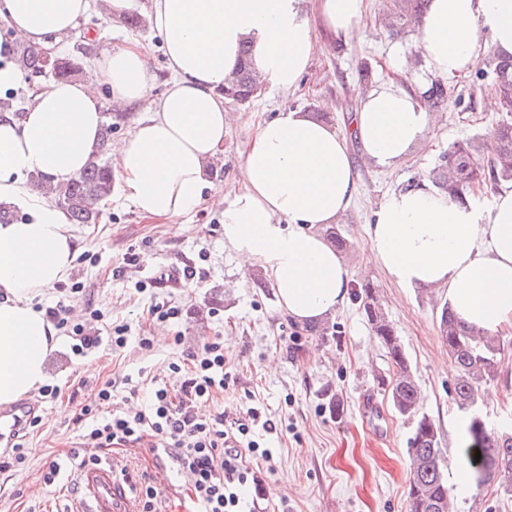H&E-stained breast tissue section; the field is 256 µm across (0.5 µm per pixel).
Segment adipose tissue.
Segmentation results:
<instances>
[{"instance_id":"ef3b65f1","label":"adipose tissue","mask_w":512,"mask_h":512,"mask_svg":"<svg viewBox=\"0 0 512 512\" xmlns=\"http://www.w3.org/2000/svg\"><path fill=\"white\" fill-rule=\"evenodd\" d=\"M89 8L90 0H0V26L11 40L49 51ZM368 9L369 0H149L172 79L149 115L111 145L121 190L138 213L165 221L202 206L207 165L232 122L224 80L243 46H251L266 85L289 90L307 72L320 34L342 44L360 39ZM416 48L443 78L491 52L512 56V0H429ZM93 64L97 81L49 83L22 119L0 115V202L24 212L0 224V405L46 380L61 339L32 299L65 279L81 250L65 213L30 178L59 184L78 175L98 149L105 102L126 108L150 92L149 56L138 42L105 50ZM432 120L418 95L385 82L363 95L348 136L298 110L257 123L243 185L220 198L224 242L263 268L293 321L326 319L352 286L347 262L320 232L355 194L349 141L359 142L368 163L391 167ZM369 241L371 260L397 285L445 289L474 328L512 327V183L501 184L485 210L425 185L391 193Z\"/></svg>"}]
</instances>
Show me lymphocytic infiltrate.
Returning a JSON list of instances; mask_svg holds the SVG:
<instances>
[{"label":"lymphocytic infiltrate","instance_id":"f902f5d3","mask_svg":"<svg viewBox=\"0 0 512 512\" xmlns=\"http://www.w3.org/2000/svg\"><path fill=\"white\" fill-rule=\"evenodd\" d=\"M188 365L169 363L181 377L172 387L157 380L134 381L131 394L148 390L149 398L131 411L112 400L113 385L104 382L76 416L82 443L97 448H146L167 456L192 487L196 512H244L243 489L253 461L268 459L242 422L225 423L223 413L202 415L198 401L228 389L224 343L213 337L188 355Z\"/></svg>","mask_w":512,"mask_h":512}]
</instances>
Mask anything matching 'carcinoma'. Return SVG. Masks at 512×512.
Segmentation results:
<instances>
[{"label": "carcinoma", "mask_w": 512, "mask_h": 512, "mask_svg": "<svg viewBox=\"0 0 512 512\" xmlns=\"http://www.w3.org/2000/svg\"><path fill=\"white\" fill-rule=\"evenodd\" d=\"M387 20L394 35L405 32L410 23H417L423 14L425 0H386ZM20 65L33 74H50L66 79L76 72L77 64L68 58L56 57L47 67L41 50L32 46L20 49ZM482 63L491 73V91L502 107L512 112V58L487 56ZM256 86L255 68L249 54L244 57L235 78L224 87V95L238 103H248ZM424 103L434 111L447 105L450 98L448 85L436 79L420 92ZM498 141V154L483 161L478 157L479 142L473 139L455 141L448 145L427 181L449 198L463 201L470 196L475 185L499 184L512 181V121L504 120L493 130ZM114 177L112 167L99 153L78 176L52 188L56 205L66 212L73 224H95L100 217L98 205L112 195ZM354 296L363 299V309L373 335L387 350L391 363L389 378L381 379L382 390L387 393L395 410L416 419L409 441L410 480L408 497L411 512H453L441 461L438 429L425 415H418L419 389L402 344L386 314L374 298V286L369 282L358 285ZM439 335L448 348V356L456 371L455 400L458 407L471 412L466 425V446L463 453L468 462L464 476L482 488L489 479L497 484L500 497L512 500V434L492 432L474 413L481 389L497 371L500 340L470 328L454 314L448 303L440 306ZM480 461H475V454Z\"/></svg>", "instance_id": "cac0c4a2"}]
</instances>
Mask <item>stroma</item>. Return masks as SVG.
Returning a JSON list of instances; mask_svg holds the SVG:
<instances>
[{
	"label": "stroma",
	"mask_w": 512,
	"mask_h": 512,
	"mask_svg": "<svg viewBox=\"0 0 512 512\" xmlns=\"http://www.w3.org/2000/svg\"><path fill=\"white\" fill-rule=\"evenodd\" d=\"M380 14L381 0H371L358 43L341 48L321 39L298 89L268 87L249 103L226 101L234 121L224 139L222 168L210 175L215 191L224 194L240 185L243 151L258 119L287 109L323 111L333 127L349 132L362 92L387 79V61L402 63L416 52L413 33L393 36L381 26ZM131 40L149 48L150 95L160 97L170 72L159 37L148 26L127 27L123 18L105 13L98 0L57 53L77 56L79 44L86 42L99 53ZM490 80L474 69L449 80L447 107L436 113L434 124L400 165L365 163L358 142H350L358 192L338 224L348 241L345 258L352 280L374 286L416 376L419 411L434 421L444 458L456 462L446 472L455 512H512V501L461 483L468 414L454 401L455 371L439 337L436 303L442 293L392 282L368 258L367 226L382 198L430 172L449 143L491 136L503 114L483 108ZM99 209L97 223L74 227L81 251L68 280L81 283L85 299L102 310V319L86 326L102 343L80 357L72 353L73 341L66 336L51 354L46 382L61 392L56 399L41 400L40 425L22 437L28 450L23 466L0 470V512H78V465H70L56 485L42 480L45 462L80 442L77 405L108 380L115 383L116 402H123L127 375L156 376L179 385L169 363L186 359L214 336L224 339L232 382L223 397L206 402L205 412L244 420L254 411L273 426L272 431L258 427L253 433L271 459L255 470L258 482L247 492L251 512H409L407 440L413 423L394 410L377 384L388 373L389 359L372 334L362 300L348 297L331 316L337 335H312L281 312L273 287L255 286L261 268L243 265L225 245L217 204L206 203L195 214L164 223L151 222L117 189ZM130 253L139 254V263H124ZM171 261L195 266L201 278L177 288L136 290V282L150 276L152 268ZM155 303L178 307L179 318L147 320L143 313ZM115 324L127 325L130 336L118 353L108 342ZM160 329L165 336L159 341L155 335ZM143 336L151 337L150 348H140ZM499 339L498 372L483 386L475 408L495 430L512 427V328L501 331ZM105 459L114 472L125 473L132 495L148 485L156 488L157 512H192L188 487L170 459L134 449L115 450Z\"/></svg>",
	"instance_id": "1"
}]
</instances>
